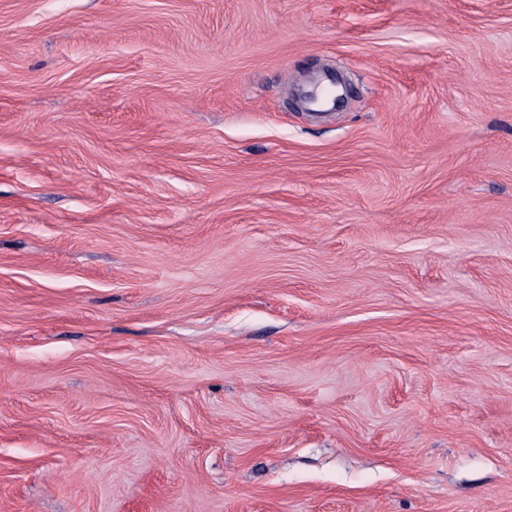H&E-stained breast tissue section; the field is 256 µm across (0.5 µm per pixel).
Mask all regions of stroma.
Here are the masks:
<instances>
[{"label":"stroma","mask_w":512,"mask_h":512,"mask_svg":"<svg viewBox=\"0 0 512 512\" xmlns=\"http://www.w3.org/2000/svg\"><path fill=\"white\" fill-rule=\"evenodd\" d=\"M0 512H512V0H0ZM332 88L323 89L322 83L320 81L315 82L311 91H309L304 96V101L308 105H321L328 104L331 102L332 108L331 110L339 109L340 105L347 98L348 88L345 83L340 82L339 80H332ZM341 87L342 93L337 92L336 88Z\"/></svg>","instance_id":"35a3bbf8"}]
</instances>
